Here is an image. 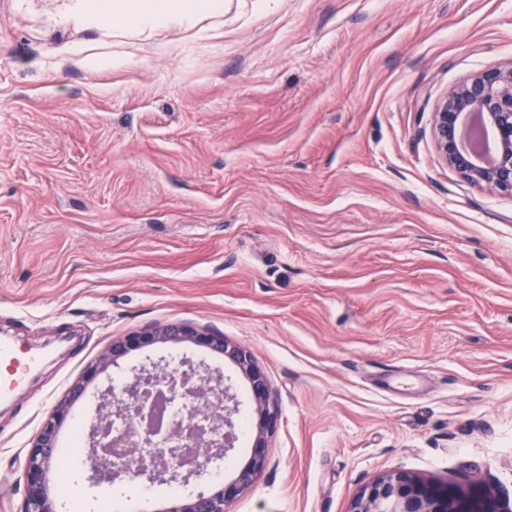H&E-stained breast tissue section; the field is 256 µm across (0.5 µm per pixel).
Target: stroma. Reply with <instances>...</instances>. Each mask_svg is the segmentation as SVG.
I'll return each mask as SVG.
<instances>
[{"mask_svg":"<svg viewBox=\"0 0 512 512\" xmlns=\"http://www.w3.org/2000/svg\"><path fill=\"white\" fill-rule=\"evenodd\" d=\"M147 28L118 0H0V512L112 342L191 323L254 356L278 413L229 512H349L377 478L512 497V196L447 167L433 114L512 63V0H223ZM90 385L95 418L132 366Z\"/></svg>","mask_w":512,"mask_h":512,"instance_id":"35a3bbf8","label":"stroma"}]
</instances>
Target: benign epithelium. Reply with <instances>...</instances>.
Here are the masks:
<instances>
[{
	"label": "benign epithelium",
	"instance_id": "benign-epithelium-1",
	"mask_svg": "<svg viewBox=\"0 0 512 512\" xmlns=\"http://www.w3.org/2000/svg\"><path fill=\"white\" fill-rule=\"evenodd\" d=\"M480 117L491 134L495 154L483 162L468 145L472 118ZM434 135L443 161L468 182L487 190L512 195V64L489 66L469 81L454 88L434 112ZM158 343L192 344L221 357L234 366L248 383L252 410L248 416L252 450L249 460L233 479L220 482L213 491L176 497L164 512H226L230 504L254 482L269 457V438L278 415L271 404L270 382L265 371L245 347L223 335L187 323L146 328L112 341L89 364L81 377L43 420L27 449L22 479L25 497L21 512H58L56 495L48 473L58 457L57 434L71 415L73 404L99 375L134 352ZM180 376H171L160 364L132 369V376L119 392L108 387L100 397L96 421L91 426V448L87 459L89 478L112 481L123 475L150 484L187 486L199 477L197 459L221 460L235 447L238 406L230 387L208 369L182 363ZM160 387L159 397L182 394L195 404L198 413L214 427L224 428V442L208 438L202 427L189 430L191 444L185 448L151 447L154 410L140 412V422L118 434L112 418L129 405L143 408L149 390ZM127 454L132 465L119 471L112 458ZM350 512H512L509 500L487 491H464L398 471L378 478L354 499Z\"/></svg>",
	"mask_w": 512,
	"mask_h": 512
}]
</instances>
